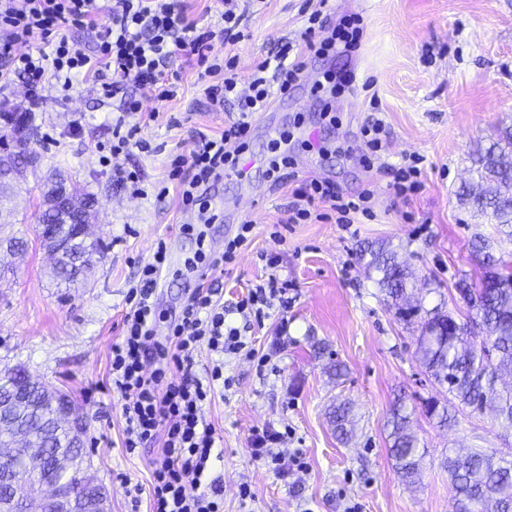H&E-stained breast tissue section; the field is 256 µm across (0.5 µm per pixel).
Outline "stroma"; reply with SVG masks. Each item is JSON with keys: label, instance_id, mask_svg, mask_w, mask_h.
<instances>
[{"label": "stroma", "instance_id": "1", "mask_svg": "<svg viewBox=\"0 0 512 512\" xmlns=\"http://www.w3.org/2000/svg\"><path fill=\"white\" fill-rule=\"evenodd\" d=\"M242 9L245 39L215 50L235 57L243 81L279 40L298 37L313 11L330 28L359 19L363 33L354 50L306 58L304 79L265 112V128L251 131L248 177H228L211 189L216 219L205 230L214 252H223L242 222L254 226L249 248L213 282L225 307L268 274L288 284L287 308L250 322L231 315L248 347L225 356L233 385L203 408L224 437L213 470L224 487V512H454L448 473L439 465L446 449L497 456L512 449V428L464 412L449 429L429 423L424 400L447 394L421 371L415 331L400 321L359 254L369 244L396 252L414 274V297L428 309L457 298L460 280L481 279L471 243L492 227L460 204L458 193L472 177L476 145L512 126V0H244ZM174 67L181 89L163 102L132 86L109 96L81 80L67 91L46 88L35 112L37 134L27 143L40 162L0 208V236L25 241L19 253L0 251V374L21 367L70 394L85 419L94 468L110 490L111 512H148V497L132 499L127 488L149 487L156 456L151 447L129 454L122 446L121 402L110 387L112 343L122 334L139 267L160 239L168 247L160 307L180 313L194 285L184 259L195 249L182 227L198 216L171 188L169 164L200 136L221 134L230 118L206 98L195 61L181 56ZM131 97L156 115L139 132L147 150L119 158L141 170L140 195L117 185L101 161L112 122ZM373 120L382 123L375 152L362 135ZM282 137L289 163L275 182L266 161ZM414 155L422 159L423 188L394 194L395 169ZM53 170L67 175L71 192L95 198L91 232L108 245L82 288L57 287L53 260L37 238L38 184ZM307 177L349 195L372 190L370 216L347 227L288 223L291 191ZM164 186L169 193L162 197ZM270 255L277 259L271 268ZM432 281L439 292L428 290ZM320 344L328 357H319ZM330 358L345 366L342 380L327 372ZM399 399L414 408L413 429L429 450L413 483L397 476L388 452L385 424ZM342 401L352 407V435L344 441L329 421L331 406ZM269 427L284 434L277 446L284 478L252 453V435ZM244 485L250 497H240Z\"/></svg>", "mask_w": 512, "mask_h": 512}]
</instances>
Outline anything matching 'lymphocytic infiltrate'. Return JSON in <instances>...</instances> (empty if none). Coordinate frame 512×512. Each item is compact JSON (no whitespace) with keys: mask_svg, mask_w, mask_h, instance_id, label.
I'll return each instance as SVG.
<instances>
[{"mask_svg":"<svg viewBox=\"0 0 512 512\" xmlns=\"http://www.w3.org/2000/svg\"><path fill=\"white\" fill-rule=\"evenodd\" d=\"M220 29L187 22L176 0H0V63L28 88L29 104H37L48 79L71 87L74 78L96 80L103 93L127 84L170 100L181 81L173 67L188 56L203 67L209 83L204 94L212 105L231 106L235 116L216 137H203L187 154L178 155L188 167L177 188L184 205L196 208L201 223L215 216L207 192L223 177L239 174L240 157L249 147L251 121L266 111L274 92H286L297 82L307 55L324 56L339 47L353 46L359 29H325L311 15L299 46L286 43L259 61L247 89H239L235 59H219L218 41L238 42L237 0H223ZM77 26L93 33L94 50L70 40L65 30ZM288 223L331 211L340 224H350L355 213H368L371 191L345 197L334 186L316 179L303 180L292 192ZM253 225H240L222 253L210 252L205 232H197V250L186 261L189 272H217L232 264L251 242ZM166 263V245L158 243L131 289L124 315L125 334L112 345V389L122 401L123 446L127 453L156 445L149 488L151 512H224V490L211 476L213 450L221 436L202 415L216 388H229L223 355L237 354L247 343L239 327L228 323L217 289L199 283L189 289L180 315L158 336L160 279ZM287 286L276 276L255 285L234 310L243 317L261 318L272 303L287 307ZM201 347L218 356L204 376L193 372V354Z\"/></svg>","mask_w":512,"mask_h":512,"instance_id":"f902f5d3","label":"lymphocytic infiltrate"}]
</instances>
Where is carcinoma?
Returning a JSON list of instances; mask_svg holds the SVG:
<instances>
[{"label": "carcinoma", "instance_id": "1", "mask_svg": "<svg viewBox=\"0 0 512 512\" xmlns=\"http://www.w3.org/2000/svg\"><path fill=\"white\" fill-rule=\"evenodd\" d=\"M21 151L0 150V169L20 170L26 159V143L18 140ZM477 185L459 192V201L480 216L489 218L495 230L512 238V127L497 131L487 145L476 150ZM64 183L52 175L43 183L37 220L46 223L49 198ZM95 199L91 196L69 210L56 213L53 230L39 233L41 245L55 255L54 277L67 285L75 284L93 269L104 245L96 240L76 237L75 226L64 225L66 214L79 224L90 222ZM477 251L484 253L488 270L483 282L468 289L464 298L466 311L454 317L443 306L423 309L422 305L397 306L400 319L417 326L415 358L434 383L448 391V403L429 399L424 404L428 419L439 427L455 423V413L469 410L474 414L489 412L503 426L512 427V383L501 380L504 370L512 372V262L489 252L488 240L481 239ZM365 268L376 273V283L393 302L405 299L409 272L396 256L384 248L370 251ZM15 381L28 391L29 403L13 412L20 426L35 432L39 448H64L75 470L81 458L73 451L66 421L59 417L72 404L65 393L58 403L37 382H29L18 369ZM350 407L341 402L333 408L331 420L341 439H348ZM413 412L403 400H397L387 420L389 451L396 474L407 480L419 475L428 450L419 446L412 430ZM442 466L448 470L456 512H512V464L504 466L477 451L465 454L448 450Z\"/></svg>", "mask_w": 512, "mask_h": 512}]
</instances>
